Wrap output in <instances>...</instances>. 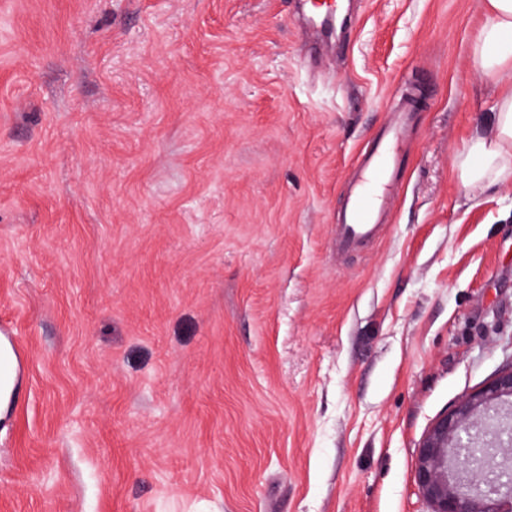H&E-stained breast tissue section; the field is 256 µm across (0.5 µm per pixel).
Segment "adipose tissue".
Returning <instances> with one entry per match:
<instances>
[{"label": "adipose tissue", "instance_id": "adipose-tissue-1", "mask_svg": "<svg viewBox=\"0 0 512 512\" xmlns=\"http://www.w3.org/2000/svg\"><path fill=\"white\" fill-rule=\"evenodd\" d=\"M489 20L470 51V65L498 89L488 126L455 157L464 185L512 184V0H485Z\"/></svg>", "mask_w": 512, "mask_h": 512}]
</instances>
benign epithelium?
<instances>
[{
  "mask_svg": "<svg viewBox=\"0 0 512 512\" xmlns=\"http://www.w3.org/2000/svg\"><path fill=\"white\" fill-rule=\"evenodd\" d=\"M512 365L440 415L417 452L414 481L430 512H512Z\"/></svg>",
  "mask_w": 512,
  "mask_h": 512,
  "instance_id": "benign-epithelium-1",
  "label": "benign epithelium"
}]
</instances>
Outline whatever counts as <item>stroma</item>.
<instances>
[{
	"label": "stroma",
	"instance_id": "obj_1",
	"mask_svg": "<svg viewBox=\"0 0 512 512\" xmlns=\"http://www.w3.org/2000/svg\"><path fill=\"white\" fill-rule=\"evenodd\" d=\"M0 0V512H429L431 424L512 363V184L453 159L484 0ZM390 216L336 251L410 84ZM301 13L307 14L316 22V32L322 33L336 25L340 16L338 1L327 0H301ZM23 357L14 329L10 324L2 323L0 325V398L9 401L15 398L16 378L20 373Z\"/></svg>",
	"mask_w": 512,
	"mask_h": 512
}]
</instances>
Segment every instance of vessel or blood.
Returning a JSON list of instances; mask_svg holds the SVG:
<instances>
[{
  "label": "vessel or blood",
  "instance_id": "b4317fda",
  "mask_svg": "<svg viewBox=\"0 0 512 512\" xmlns=\"http://www.w3.org/2000/svg\"><path fill=\"white\" fill-rule=\"evenodd\" d=\"M301 11L316 23L317 32L332 28L339 15L338 0H301ZM414 105L405 100L393 109L389 120L374 135L361 154L353 175L352 189L336 225V246L347 250L375 238L387 212L380 188L391 184L398 172V144L411 123ZM23 363L15 331L10 324L0 325V398L14 399L16 378Z\"/></svg>",
  "mask_w": 512,
  "mask_h": 512
}]
</instances>
